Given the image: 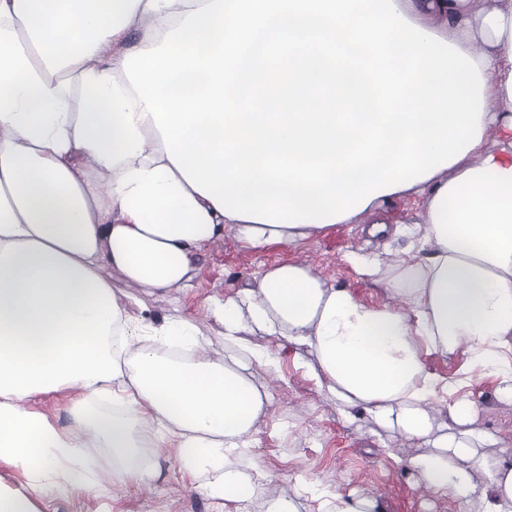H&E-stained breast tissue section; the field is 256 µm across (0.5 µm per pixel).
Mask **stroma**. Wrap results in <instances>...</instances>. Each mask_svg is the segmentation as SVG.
Masks as SVG:
<instances>
[{"label":"stroma","mask_w":512,"mask_h":512,"mask_svg":"<svg viewBox=\"0 0 512 512\" xmlns=\"http://www.w3.org/2000/svg\"><path fill=\"white\" fill-rule=\"evenodd\" d=\"M367 240L360 224H339L323 235L298 245L263 250L242 246L232 236L212 243L198 257L187 288L144 297V314L160 321L175 314L191 317L223 350V327L212 314L213 299L233 296L253 283L261 269L283 260L305 264L328 281L349 288L361 301L379 303L382 291L357 274L348 261ZM253 344L266 348L274 370L259 367L257 379L267 384L271 403L261 418L253 448L231 456L228 467L252 476L270 475L261 498L250 512L279 499L294 501L299 512H318V501L307 488L355 492L379 498L382 512H458L450 497L427 490L420 475L405 466L414 456L429 452L424 440H406L380 429L366 413H341L335 400L321 391L308 368L313 357L282 338L256 336ZM495 382L487 378L473 388L479 406L478 424L497 439L489 456L512 449V405L500 403ZM236 505L195 490L183 474L176 449L156 456L152 488L116 487L111 499L82 490L67 499L42 503L41 512H235Z\"/></svg>","instance_id":"35a3bbf8"}]
</instances>
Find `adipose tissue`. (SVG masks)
<instances>
[{
    "mask_svg": "<svg viewBox=\"0 0 512 512\" xmlns=\"http://www.w3.org/2000/svg\"><path fill=\"white\" fill-rule=\"evenodd\" d=\"M411 194L409 224L378 219ZM359 216L409 240L349 257L384 302L280 262L216 305L220 352L132 310L224 235L296 244ZM256 334L309 350L341 411L429 439L408 465L459 512H512L472 375L425 363L465 358L512 404V0H0V468L21 474L0 512L150 487L148 448L211 497H260L226 466L269 402ZM426 363L429 370L440 375H451L458 369H466L470 366L465 363L464 359L453 357H441L439 355H429L426 357ZM37 407L47 413L60 425L69 422V413L65 410L63 402L52 394L42 395L36 401Z\"/></svg>",
    "mask_w": 512,
    "mask_h": 512,
    "instance_id": "ef3b65f1",
    "label": "adipose tissue"
}]
</instances>
